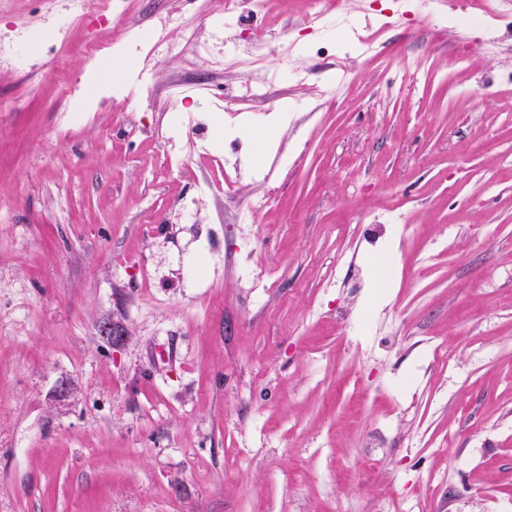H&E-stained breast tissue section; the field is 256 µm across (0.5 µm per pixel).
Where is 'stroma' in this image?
I'll list each match as a JSON object with an SVG mask.
<instances>
[{
  "label": "stroma",
  "mask_w": 512,
  "mask_h": 512,
  "mask_svg": "<svg viewBox=\"0 0 512 512\" xmlns=\"http://www.w3.org/2000/svg\"><path fill=\"white\" fill-rule=\"evenodd\" d=\"M222 2L243 55L144 83L128 34L198 0L95 57L68 0H0V512H512V17ZM224 11L232 16H241L245 13H264L271 9V0H226Z\"/></svg>",
  "instance_id": "35a3bbf8"
}]
</instances>
